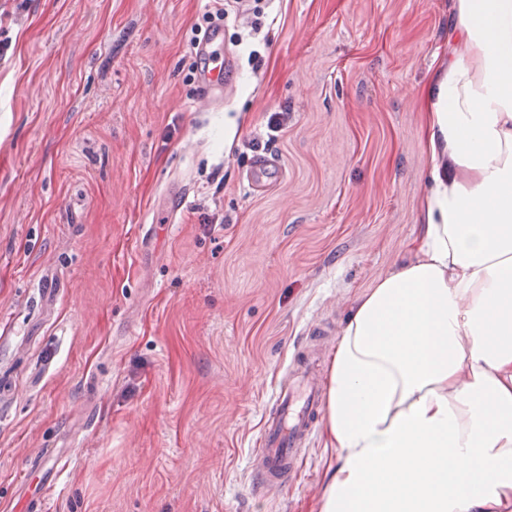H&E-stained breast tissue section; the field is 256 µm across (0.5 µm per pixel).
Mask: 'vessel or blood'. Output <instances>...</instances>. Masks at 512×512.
I'll return each mask as SVG.
<instances>
[{"instance_id":"obj_1","label":"vessel or blood","mask_w":512,"mask_h":512,"mask_svg":"<svg viewBox=\"0 0 512 512\" xmlns=\"http://www.w3.org/2000/svg\"><path fill=\"white\" fill-rule=\"evenodd\" d=\"M223 46L224 26L217 23L193 47L199 64L197 83L202 104L219 102L229 87L227 73L231 63L219 56ZM279 172L274 157L265 153L256 155L248 183L252 190H263ZM324 400V385L312 365L304 359L294 364L265 416L262 435L254 450L256 465L251 476L254 493H276L291 483L322 414Z\"/></svg>"}]
</instances>
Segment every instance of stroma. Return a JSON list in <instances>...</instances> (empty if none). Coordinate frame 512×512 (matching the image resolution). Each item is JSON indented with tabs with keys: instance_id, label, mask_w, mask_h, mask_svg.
I'll return each instance as SVG.
<instances>
[{
	"instance_id": "stroma-1",
	"label": "stroma",
	"mask_w": 512,
	"mask_h": 512,
	"mask_svg": "<svg viewBox=\"0 0 512 512\" xmlns=\"http://www.w3.org/2000/svg\"><path fill=\"white\" fill-rule=\"evenodd\" d=\"M215 0H0V512H315L329 451L252 495L275 388L420 222L423 90L451 0H265L224 17L205 106L191 40ZM260 66L249 61L251 51ZM288 122L270 134V113ZM282 174L262 193L257 153ZM190 186L168 222L149 213ZM280 172L278 161L268 155L258 154L255 156L253 165L248 173V183L253 191H262L267 182L276 177Z\"/></svg>"
}]
</instances>
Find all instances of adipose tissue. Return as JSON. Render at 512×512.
<instances>
[{"label":"adipose tissue","mask_w":512,"mask_h":512,"mask_svg":"<svg viewBox=\"0 0 512 512\" xmlns=\"http://www.w3.org/2000/svg\"><path fill=\"white\" fill-rule=\"evenodd\" d=\"M419 235L327 370L318 512H512V0H452Z\"/></svg>","instance_id":"1"}]
</instances>
